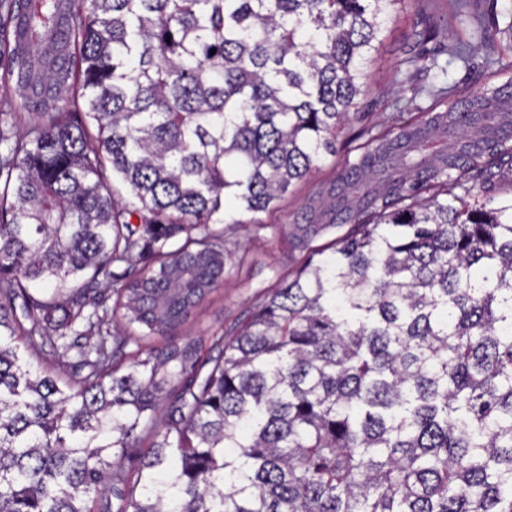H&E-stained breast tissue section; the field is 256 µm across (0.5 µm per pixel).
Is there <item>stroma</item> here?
<instances>
[{
  "label": "stroma",
  "instance_id": "obj_1",
  "mask_svg": "<svg viewBox=\"0 0 512 512\" xmlns=\"http://www.w3.org/2000/svg\"><path fill=\"white\" fill-rule=\"evenodd\" d=\"M393 18L377 45L373 60L367 65V78L359 98L361 114L341 134L344 150L327 157L321 169L310 179L297 184L269 212L260 213L259 221L268 229L262 241L252 242L250 227L238 233L240 242H252L250 263L243 269L225 268L224 282L209 293L189 317L171 331L176 338L205 339L220 327L234 326L244 312L264 298L269 288L298 265L300 252L288 247V231L300 209L328 188L341 171L347 149L355 145L356 134L375 121L397 125L424 112L446 110L448 101L433 96L441 86H454L457 95L479 88L498 85L482 66V52H475L469 62L449 60L439 55L437 60H425L406 65V51L417 31L435 28L441 43L455 37H469L476 24L496 31L499 46L512 45V0H473L469 14L453 12L449 0H398Z\"/></svg>",
  "mask_w": 512,
  "mask_h": 512
}]
</instances>
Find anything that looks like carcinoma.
Masks as SVG:
<instances>
[{
	"label": "carcinoma",
	"mask_w": 512,
	"mask_h": 512,
	"mask_svg": "<svg viewBox=\"0 0 512 512\" xmlns=\"http://www.w3.org/2000/svg\"><path fill=\"white\" fill-rule=\"evenodd\" d=\"M394 4L0 0V512H512V76L363 128L302 267L140 345L247 262L227 204L267 229L336 155Z\"/></svg>",
	"instance_id": "carcinoma-1"
}]
</instances>
